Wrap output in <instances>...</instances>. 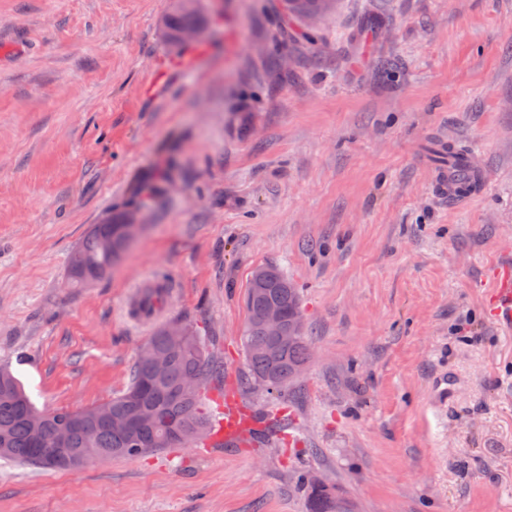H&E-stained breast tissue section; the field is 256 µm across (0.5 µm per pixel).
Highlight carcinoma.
Masks as SVG:
<instances>
[{
    "label": "carcinoma",
    "instance_id": "cac0c4a2",
    "mask_svg": "<svg viewBox=\"0 0 512 512\" xmlns=\"http://www.w3.org/2000/svg\"><path fill=\"white\" fill-rule=\"evenodd\" d=\"M335 0H284L288 14L305 19L326 13ZM209 14L201 0H178L163 19L168 43L178 48L188 33L197 35L209 26ZM127 211H118L103 224L94 225L73 252L68 279L74 287H84L108 275L127 249L124 224ZM278 304L288 320V345L278 346L259 322L263 311ZM246 322L241 343L248 366V381L255 387L280 394L306 369L310 345L303 322L301 288L274 266H258L251 274L245 298ZM179 342L165 336L158 327L145 346L164 351L170 359L168 371L159 376L150 360L137 357L126 390L101 404L81 410L57 408L40 411L31 402L20 380L0 367V459L24 465L47 466L46 458L56 448V436L68 431L67 447L75 454L87 453L93 462L96 450L121 448V456L137 458L173 447L170 421L187 436L185 444L206 440L212 431L205 391L224 392V364L215 360L204 340L190 325L183 326ZM125 417L132 432H118L104 420L102 410ZM260 428L244 438L247 443L276 437L291 427V420L277 413L259 414ZM306 512H356L355 503L342 491L315 487L311 476L302 475Z\"/></svg>",
    "mask_w": 512,
    "mask_h": 512
}]
</instances>
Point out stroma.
Masks as SVG:
<instances>
[{
  "label": "stroma",
  "instance_id": "stroma-1",
  "mask_svg": "<svg viewBox=\"0 0 512 512\" xmlns=\"http://www.w3.org/2000/svg\"><path fill=\"white\" fill-rule=\"evenodd\" d=\"M206 2L178 51L173 0H0V365L40 409L111 399L154 331L133 294L166 280L158 323L196 327L225 393L293 435L0 461V512H305L304 471L358 512H512V330L489 304L512 255V0H337L312 45L280 0ZM440 142L476 155L477 192L439 193ZM148 187L122 260L69 286L91 227ZM260 265L302 290L312 358L282 399L239 387Z\"/></svg>",
  "mask_w": 512,
  "mask_h": 512
}]
</instances>
